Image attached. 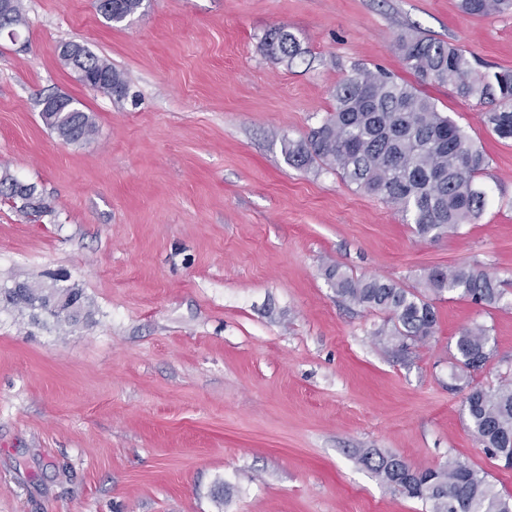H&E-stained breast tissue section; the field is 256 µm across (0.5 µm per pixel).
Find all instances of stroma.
<instances>
[{
	"label": "stroma",
	"instance_id": "stroma-1",
	"mask_svg": "<svg viewBox=\"0 0 512 512\" xmlns=\"http://www.w3.org/2000/svg\"><path fill=\"white\" fill-rule=\"evenodd\" d=\"M460 0H144L121 24L97 0H22L0 39V174L36 184L31 219L0 201V286L65 271L91 316L75 327L0 302V512H428L361 462H468L512 495L449 389L459 332L496 353L471 384L512 375V141L492 103L418 83L395 50L410 33L512 69V11ZM283 27L303 53L267 56ZM77 41L129 85L119 100L58 55ZM418 84L484 150L480 218L436 240L321 163L300 140L359 69ZM78 99L98 133L63 144L40 102ZM417 287L471 265L504 281L496 307L444 296L434 337L398 356L381 314L341 302L325 270ZM512 8V0H461L462 11L470 16L484 17Z\"/></svg>",
	"mask_w": 512,
	"mask_h": 512
}]
</instances>
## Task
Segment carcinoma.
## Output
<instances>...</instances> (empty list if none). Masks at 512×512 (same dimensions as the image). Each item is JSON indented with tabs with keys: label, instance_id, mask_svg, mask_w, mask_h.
Instances as JSON below:
<instances>
[{
	"label": "carcinoma",
	"instance_id": "obj_1",
	"mask_svg": "<svg viewBox=\"0 0 512 512\" xmlns=\"http://www.w3.org/2000/svg\"><path fill=\"white\" fill-rule=\"evenodd\" d=\"M144 0H112L105 17L115 24L142 9ZM512 8V0H461L462 11L484 17ZM19 31L26 25L21 0H5L0 25ZM263 49L272 58L302 54L295 35L280 27L267 35ZM398 51L407 68L422 81L448 84L464 98L479 97L500 108L485 113V124L501 139L512 140V70L493 74L476 70L467 55L443 41L404 36ZM72 70L78 80L118 98L127 94L121 72L107 60L82 47ZM336 105L323 123L306 138L284 143L288 160L300 168L320 161L349 183L379 195L413 216L415 230L437 239L472 224L488 199L476 178L488 165L484 151L467 132L415 86L390 74L362 69L336 86ZM63 111L40 112L43 124L67 145L91 141L97 134L84 105L64 96ZM0 197L17 211L40 216L49 212L33 183L0 177ZM336 297L349 305L384 315L374 331L378 340L397 354L435 335L434 300L456 295L480 307H493L502 297V283L470 266L431 269L419 288H403L378 278L354 277L340 268L327 272ZM0 298L20 311L40 310L60 325L76 326L89 316L82 289L71 286L1 288ZM454 379L477 371L494 356L487 327L475 324L457 336ZM465 409L470 430L490 458L512 468V379L495 388L466 381ZM364 464L391 489L430 504V512H512V496L496 490L487 476L465 461L450 458L433 468H415L396 455L366 456Z\"/></svg>",
	"mask_w": 512,
	"mask_h": 512
}]
</instances>
